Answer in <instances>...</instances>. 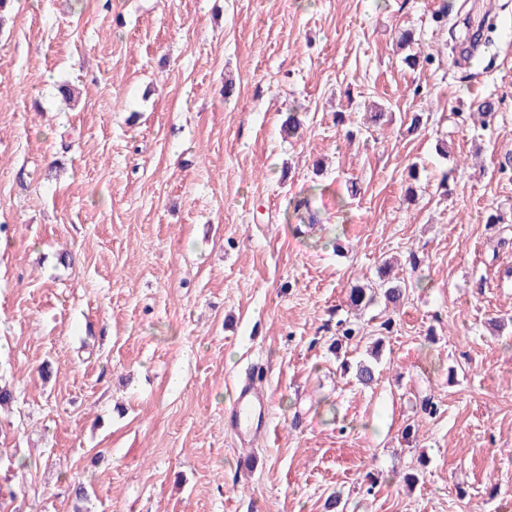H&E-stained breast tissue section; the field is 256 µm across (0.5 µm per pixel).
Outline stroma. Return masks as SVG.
<instances>
[{
  "label": "stroma",
  "mask_w": 512,
  "mask_h": 512,
  "mask_svg": "<svg viewBox=\"0 0 512 512\" xmlns=\"http://www.w3.org/2000/svg\"><path fill=\"white\" fill-rule=\"evenodd\" d=\"M0 238V512H512V0H0ZM392 279L393 278H390V270L385 268L381 272L378 287L374 288L370 286L369 288L356 286L355 288H351L348 296L349 305L351 307H358L363 303L364 305H369L374 300V297L377 296L378 293L376 290H378V288L381 290L380 294H382L388 304L395 307L400 305L404 300L407 286L404 279L395 281ZM268 422V396L248 376L235 386L233 400L224 409V426L249 444L266 432Z\"/></svg>",
  "instance_id": "1"
}]
</instances>
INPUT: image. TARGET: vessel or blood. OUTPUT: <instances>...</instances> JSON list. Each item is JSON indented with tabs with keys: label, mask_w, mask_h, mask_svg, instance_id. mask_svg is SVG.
Listing matches in <instances>:
<instances>
[{
	"label": "vessel or blood",
	"mask_w": 512,
	"mask_h": 512,
	"mask_svg": "<svg viewBox=\"0 0 512 512\" xmlns=\"http://www.w3.org/2000/svg\"><path fill=\"white\" fill-rule=\"evenodd\" d=\"M224 426L247 444L266 432L268 396L253 378H245L236 385L233 400L224 409Z\"/></svg>",
	"instance_id": "vessel-or-blood-1"
}]
</instances>
